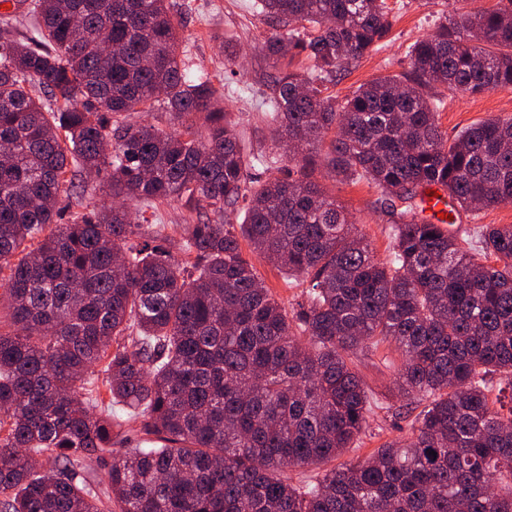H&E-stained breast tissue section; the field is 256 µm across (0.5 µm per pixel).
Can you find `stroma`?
I'll return each mask as SVG.
<instances>
[{
	"mask_svg": "<svg viewBox=\"0 0 512 512\" xmlns=\"http://www.w3.org/2000/svg\"><path fill=\"white\" fill-rule=\"evenodd\" d=\"M187 15L181 31L180 53L199 74L224 90V108L255 147L271 151L269 120L262 101L268 92L270 68L261 52L268 25L257 12V0H180ZM397 17L379 50L350 65L329 91L344 97L359 85L404 71L406 52L416 40L434 30L439 9L434 0H388ZM235 44L241 55L235 70L224 66L225 42ZM512 115V90H493L476 95H448L440 111L441 128L448 135L496 116ZM315 179L348 209L355 226L369 241L378 258H386L390 244V218L377 209V190L367 184L342 181L316 170ZM262 284L275 298L292 307L305 298L302 282L289 280L267 260L254 258ZM402 357L394 346L383 345L377 353H361L354 367L362 377L373 408L371 425L358 449L365 456L385 442L409 436L413 415L396 389Z\"/></svg>",
	"mask_w": 512,
	"mask_h": 512,
	"instance_id": "35a3bbf8",
	"label": "stroma"
}]
</instances>
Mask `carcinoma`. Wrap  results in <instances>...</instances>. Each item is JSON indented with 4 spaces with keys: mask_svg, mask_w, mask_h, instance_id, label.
Returning a JSON list of instances; mask_svg holds the SVG:
<instances>
[{
    "mask_svg": "<svg viewBox=\"0 0 512 512\" xmlns=\"http://www.w3.org/2000/svg\"><path fill=\"white\" fill-rule=\"evenodd\" d=\"M459 2L401 75L338 101L328 85L390 32L386 0H258L269 135L294 164L262 180L281 155L187 70L180 5L34 0L30 36L0 44V512H512V225L464 239L422 217L431 187L471 212L512 201V115L451 139L438 121L447 92L512 90V0ZM156 106L179 128L130 122ZM321 167L380 190L387 260ZM103 173L114 200L202 211L176 229L187 260L121 206L63 217L75 176ZM239 206L242 223L218 219ZM244 241L308 283L302 303L274 298ZM384 342L423 404L412 436L292 483L356 449L371 408L352 357ZM115 446L104 504L84 462Z\"/></svg>",
    "mask_w": 512,
    "mask_h": 512,
    "instance_id": "obj_1",
    "label": "carcinoma"
}]
</instances>
